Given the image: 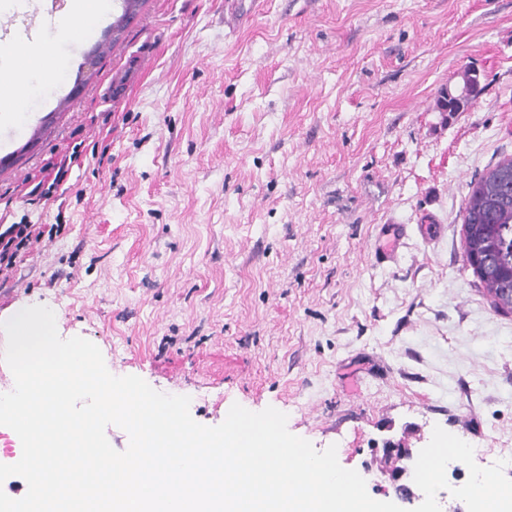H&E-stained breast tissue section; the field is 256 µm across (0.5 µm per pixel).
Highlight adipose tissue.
Instances as JSON below:
<instances>
[{
    "label": "adipose tissue",
    "instance_id": "obj_1",
    "mask_svg": "<svg viewBox=\"0 0 512 512\" xmlns=\"http://www.w3.org/2000/svg\"><path fill=\"white\" fill-rule=\"evenodd\" d=\"M104 0H67L51 28L43 30L26 44L0 40V112L17 113L29 89L23 76L36 73L50 80L59 57L60 42L72 33L94 25L102 15Z\"/></svg>",
    "mask_w": 512,
    "mask_h": 512
}]
</instances>
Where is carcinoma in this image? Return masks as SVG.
Wrapping results in <instances>:
<instances>
[{
    "label": "carcinoma",
    "instance_id": "obj_1",
    "mask_svg": "<svg viewBox=\"0 0 512 512\" xmlns=\"http://www.w3.org/2000/svg\"><path fill=\"white\" fill-rule=\"evenodd\" d=\"M483 79L482 73L466 68L462 76L466 93L450 96L448 88L440 89L438 111H467L483 91ZM463 223L471 225V231L463 239L467 265L472 266L487 254L495 253L497 271L486 270L477 281L496 311L512 313V292L504 291V285H512L511 156L500 159L470 181Z\"/></svg>",
    "mask_w": 512,
    "mask_h": 512
}]
</instances>
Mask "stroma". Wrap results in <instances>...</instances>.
<instances>
[{"mask_svg":"<svg viewBox=\"0 0 512 512\" xmlns=\"http://www.w3.org/2000/svg\"><path fill=\"white\" fill-rule=\"evenodd\" d=\"M111 4L0 116V226L62 227L0 275V323L48 307L206 426L275 408L371 491L386 441L437 426L512 478V313L461 237L468 182L512 156V0H260L233 36L226 0H144L70 96ZM468 67L483 93L437 112Z\"/></svg>","mask_w":512,"mask_h":512,"instance_id":"stroma-1","label":"stroma"}]
</instances>
